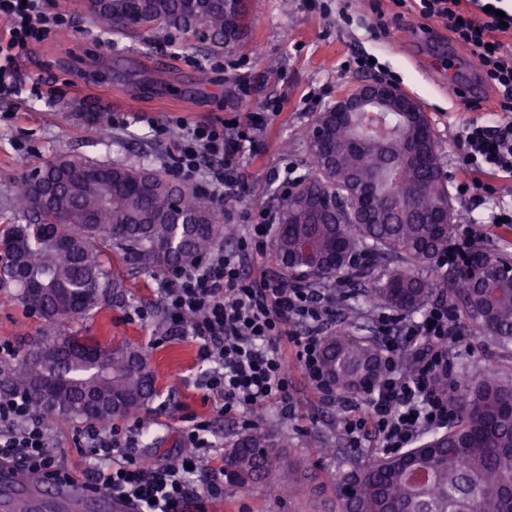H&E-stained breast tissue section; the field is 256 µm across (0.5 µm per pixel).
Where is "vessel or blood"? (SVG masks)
I'll return each instance as SVG.
<instances>
[{
	"instance_id": "1",
	"label": "vessel or blood",
	"mask_w": 512,
	"mask_h": 512,
	"mask_svg": "<svg viewBox=\"0 0 512 512\" xmlns=\"http://www.w3.org/2000/svg\"><path fill=\"white\" fill-rule=\"evenodd\" d=\"M0 512H128L110 494L92 490L81 479L31 483L12 464L0 465Z\"/></svg>"
}]
</instances>
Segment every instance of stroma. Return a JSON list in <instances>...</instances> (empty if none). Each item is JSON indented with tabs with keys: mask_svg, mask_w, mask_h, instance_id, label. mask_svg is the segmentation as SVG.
Returning <instances> with one entry per match:
<instances>
[{
	"mask_svg": "<svg viewBox=\"0 0 512 512\" xmlns=\"http://www.w3.org/2000/svg\"><path fill=\"white\" fill-rule=\"evenodd\" d=\"M54 2L58 11L71 15V26L53 31L34 48L22 67L20 93L0 99V232L19 223L13 204L25 182L57 157L77 155L110 165L145 162L167 172L177 134L154 131V120L238 121L252 150L240 160L248 197L237 209L277 208L286 165L302 177L312 172L302 130L338 97L369 81V74L344 68L358 54L375 56L382 72L421 102L444 173L459 168L454 144L459 125L496 107L497 95L486 87L479 109L456 108L440 71L452 46L447 30L399 12L393 0H250L252 20L243 39L214 50L175 29L115 31L84 14L76 0ZM247 107L263 115L261 125L244 117ZM87 111L107 113L114 123L100 132L84 120ZM453 203L465 217L462 231L512 255V235L480 223L482 210L468 198L457 195ZM108 266L123 280V291L107 297L98 312L65 325L50 324L28 309L17 300L16 288L0 289V340L11 342L21 362L35 340L54 336L76 334L106 346L138 348L157 390L137 415L148 431L137 452L148 462L162 464L181 453L185 415L212 421L220 444L242 432L241 418L217 413L214 400L197 385L203 370L197 341L189 336L161 341L169 318L156 276L133 269L117 253ZM138 305L153 309L150 323L127 320L129 309ZM282 351L291 376V411L284 417L263 410V421L287 431L292 453L309 464L310 486L281 499L263 486L228 484L209 512H333L329 495L315 493V486L336 469L377 455L373 448L349 446L338 408L316 393L295 360L294 346L283 344ZM453 362L460 379L477 368L512 371L511 357L473 336L462 337ZM326 441L339 448L338 456L317 455V446Z\"/></svg>",
	"mask_w": 512,
	"mask_h": 512,
	"instance_id": "obj_1",
	"label": "stroma"
}]
</instances>
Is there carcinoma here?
<instances>
[{
  "mask_svg": "<svg viewBox=\"0 0 512 512\" xmlns=\"http://www.w3.org/2000/svg\"><path fill=\"white\" fill-rule=\"evenodd\" d=\"M86 7L114 28L203 30L224 47L241 38L248 15V0H86ZM305 136L313 172L281 200L271 242L285 278L319 288L342 276L366 282L374 303L407 317L437 293L472 335L511 353L512 274L501 269L508 259L470 243L454 273L441 279L434 269L460 218L427 114L410 120L402 112L357 113L321 137ZM96 167L75 156L49 162L39 180L51 200L26 183L24 223L0 236V283L18 284L22 302L51 323L90 313L107 289L123 287L104 261L111 248L139 270L159 274L193 268L233 233L202 189L141 165H113L107 181L82 176ZM444 207L449 223H434ZM306 239L321 245L311 263L299 254ZM61 347L73 351L65 364ZM84 348L98 351L101 363L79 355ZM322 365L341 393H354L378 377V342L358 335L355 316L347 315L324 336ZM0 370L32 392L51 379L66 380V391L35 395L38 409L64 418L106 423L145 409L156 396L138 349H110L84 336L38 343L25 363ZM453 402L458 421L448 431L403 454L336 470L329 480L336 512H512V373L479 371ZM289 448L287 433L253 427L225 443L224 472L234 486L262 484L288 498L304 486L308 469Z\"/></svg>",
  "mask_w": 512,
  "mask_h": 512,
  "instance_id": "obj_1",
  "label": "carcinoma"
}]
</instances>
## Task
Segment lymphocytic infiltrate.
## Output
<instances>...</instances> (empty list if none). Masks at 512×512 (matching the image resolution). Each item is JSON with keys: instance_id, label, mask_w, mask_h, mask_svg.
Returning <instances> with one entry per match:
<instances>
[{"instance_id": "f902f5d3", "label": "lymphocytic infiltrate", "mask_w": 512, "mask_h": 512, "mask_svg": "<svg viewBox=\"0 0 512 512\" xmlns=\"http://www.w3.org/2000/svg\"><path fill=\"white\" fill-rule=\"evenodd\" d=\"M464 0H395L426 21L445 25L460 52L476 58L485 83L497 94L494 119L464 124L456 143L465 170L456 184L458 194L493 198L489 221L512 224V205L498 199L493 181L512 178V50L497 39L501 29L512 31V13L496 16V0H483L488 11L476 15ZM0 97L18 90L19 63L33 47L70 17L51 10L49 0H0ZM179 150L170 168L181 180L203 183L224 202L240 201L246 192L240 156L244 135L237 122L180 126ZM275 212L258 210L237 246L219 252L193 270L172 269L158 281V291L170 312L166 338H194L199 356L212 369L200 382L211 393L219 412L249 416L254 409L274 406L288 411V362L280 343L289 341L312 385L325 401L344 413L343 431L353 445L373 442L391 454L410 447L423 433L447 426L456 408L449 387V354L460 340L458 321L444 301L432 303L420 318L377 314L383 369L378 379L357 397L341 396L321 367L332 288H314L266 272L252 277L245 267L264 258ZM413 368L404 371V356ZM54 417L37 410L24 389L0 394V464L20 465L27 473L63 479L83 478L93 488L132 503L134 512H207L211 500L224 495V451L211 440L209 420L190 418L182 444L191 453L178 465H151L136 452L146 434L143 425L75 428L78 464H69L55 443Z\"/></svg>"}]
</instances>
